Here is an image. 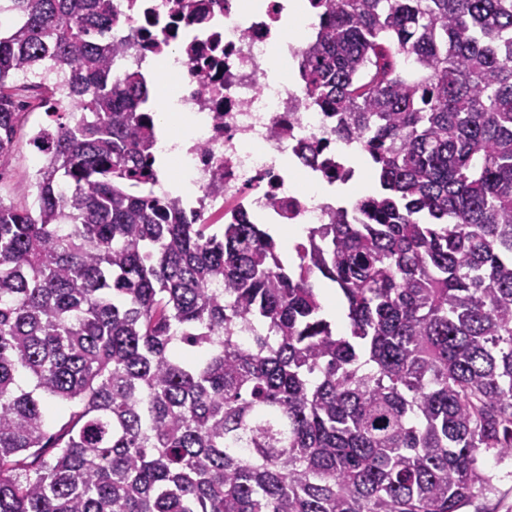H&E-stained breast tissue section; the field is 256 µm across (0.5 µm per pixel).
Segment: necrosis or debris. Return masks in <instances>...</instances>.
I'll return each instance as SVG.
<instances>
[{"instance_id":"necrosis-or-debris-1","label":"necrosis or debris","mask_w":512,"mask_h":512,"mask_svg":"<svg viewBox=\"0 0 512 512\" xmlns=\"http://www.w3.org/2000/svg\"><path fill=\"white\" fill-rule=\"evenodd\" d=\"M291 0H112L113 39L125 42L113 74L139 72L183 87L182 112L203 131L186 146L196 193L187 203L198 223L326 224L335 205L290 186L297 148L317 147L306 173L313 184L352 179L353 157L336 136L333 113L309 104L299 83L270 88L268 45L287 42Z\"/></svg>"}]
</instances>
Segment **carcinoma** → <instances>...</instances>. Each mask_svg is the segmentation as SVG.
Instances as JSON below:
<instances>
[{
    "instance_id": "carcinoma-1",
    "label": "carcinoma",
    "mask_w": 512,
    "mask_h": 512,
    "mask_svg": "<svg viewBox=\"0 0 512 512\" xmlns=\"http://www.w3.org/2000/svg\"><path fill=\"white\" fill-rule=\"evenodd\" d=\"M305 90L379 193L288 267L143 190L153 113L112 76L111 0H0L17 76L69 121L0 199V512H462L512 456V0H314ZM336 285L339 332L313 278ZM51 404L71 408L50 430Z\"/></svg>"
}]
</instances>
